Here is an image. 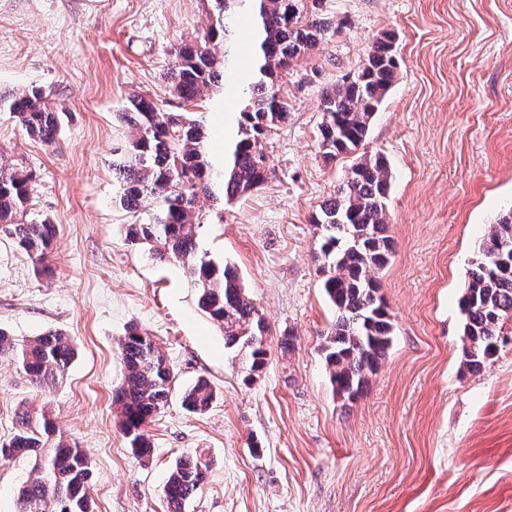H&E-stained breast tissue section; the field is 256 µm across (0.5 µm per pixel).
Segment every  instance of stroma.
I'll list each match as a JSON object with an SVG mask.
<instances>
[{
	"label": "stroma",
	"mask_w": 512,
	"mask_h": 512,
	"mask_svg": "<svg viewBox=\"0 0 512 512\" xmlns=\"http://www.w3.org/2000/svg\"><path fill=\"white\" fill-rule=\"evenodd\" d=\"M206 0H0V95L50 92L63 125L34 139L0 112V163L32 174L26 222L56 236L46 273L0 232V328L23 340L62 331L76 354L50 393L0 360V445L15 414L46 412L86 453L94 512H165L176 460L200 455L207 480L185 512H512V342L478 374L461 366L458 301L496 218L512 208V0H322L332 21L321 53L286 74L288 119L270 135L265 183L239 199H200L199 247L235 266L269 327L268 362L244 383L242 360L196 305L174 263L132 244L112 161L134 130L129 95L171 109L164 74L195 40ZM396 35L399 75L364 146L392 175L379 271L393 316L386 358L354 400L333 394L321 350L335 318L312 218L355 161L318 151L321 99L375 39ZM206 125L236 134L238 100L204 91ZM147 330L173 365L177 393L148 426L141 464L119 425L118 342ZM207 379L205 413L180 389ZM28 459H0V512H14Z\"/></svg>",
	"instance_id": "35a3bbf8"
}]
</instances>
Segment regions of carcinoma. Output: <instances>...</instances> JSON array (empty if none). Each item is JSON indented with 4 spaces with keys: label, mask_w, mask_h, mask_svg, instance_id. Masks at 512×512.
I'll use <instances>...</instances> for the list:
<instances>
[{
    "label": "carcinoma",
    "mask_w": 512,
    "mask_h": 512,
    "mask_svg": "<svg viewBox=\"0 0 512 512\" xmlns=\"http://www.w3.org/2000/svg\"><path fill=\"white\" fill-rule=\"evenodd\" d=\"M201 39L175 49L167 73L169 93L182 108L206 89L226 88L227 76L237 85L240 108L230 155L216 165L209 154L213 132L195 112H169L142 95L127 98L123 115L137 130L112 164L119 204L138 218L127 225L131 243L147 244L160 262L178 264L197 290L198 308L224 332V343L245 359L247 380L260 375L267 362L268 326L236 271L217 266L199 254L198 228L204 219L197 200L220 191L229 202L251 193L267 179L264 141L288 118L282 93L283 75L298 59L319 48L330 23L318 13L319 0H210ZM244 12L257 25L253 67L239 72L237 23ZM224 48L217 54L215 47ZM366 63L326 92L322 102L318 148L333 160L364 145L371 120L401 69L395 35L385 33L370 47ZM26 132L46 144L59 134V117L41 89L0 98ZM32 175L0 164V224L14 237L35 268L42 267L56 234L48 221L25 224ZM391 171L381 153H362L313 217L319 233L324 293L336 318L324 336L322 351L333 393L347 400L369 385L386 356L394 333L392 315L378 295L375 271L395 249L388 235L387 198ZM505 244L503 257L512 262V209L490 225L479 261L470 270L459 301L463 316L461 364L475 373L504 344L512 321V274L498 272L494 248ZM123 377L116 394L121 426L131 451L140 460L152 454L145 433L167 405L175 374L150 334L129 328L118 343ZM74 356L73 345L58 330L22 341L0 331V360H11L30 383L47 391L63 378ZM211 384L200 379L183 390L182 405L204 413L215 400ZM6 459H32L36 476L20 487L17 512H91L88 487L92 469L83 449L55 437L46 414L22 410L9 443L0 448ZM207 467L185 456L170 470L163 486L167 512H184L203 486Z\"/></svg>",
    "instance_id": "carcinoma-1"
}]
</instances>
